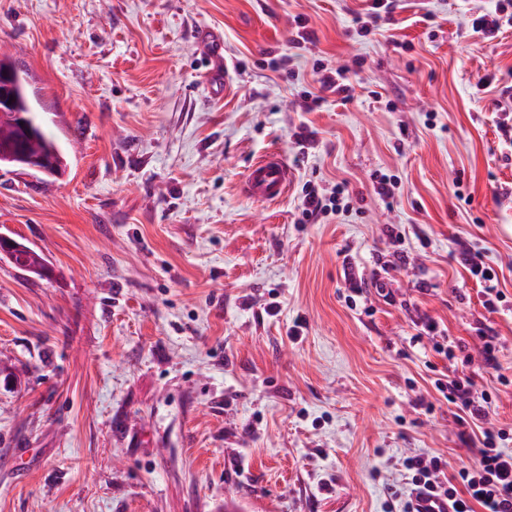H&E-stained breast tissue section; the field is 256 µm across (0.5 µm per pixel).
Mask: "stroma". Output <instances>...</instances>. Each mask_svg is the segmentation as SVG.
I'll return each instance as SVG.
<instances>
[{
  "mask_svg": "<svg viewBox=\"0 0 512 512\" xmlns=\"http://www.w3.org/2000/svg\"><path fill=\"white\" fill-rule=\"evenodd\" d=\"M489 5L396 0L362 38L371 0H0V53L67 161L58 177L0 168V235L50 270L0 254V512H400L406 458L441 457L450 475L477 455L480 426L437 397L444 374L472 377L512 429L497 108L512 26L474 31ZM204 31L229 66L220 94ZM317 62L355 67L350 103L313 82ZM275 151L287 193L250 199L249 165ZM382 173L401 180L390 205ZM339 182L349 211L299 223L304 186ZM464 248L495 267L498 312ZM397 250L405 265L383 270ZM350 273L365 279L353 303ZM424 315L470 364L411 344ZM21 248L22 246H20L14 240L4 236V249L6 251L20 249L14 250L9 256L11 263L21 270L35 273L36 270L42 266L41 256L35 250L29 247H27V249Z\"/></svg>",
  "mask_w": 512,
  "mask_h": 512,
  "instance_id": "35a3bbf8",
  "label": "stroma"
}]
</instances>
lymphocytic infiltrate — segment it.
<instances>
[{"instance_id":"lymphocytic-infiltrate-1","label":"lymphocytic infiltrate","mask_w":512,"mask_h":512,"mask_svg":"<svg viewBox=\"0 0 512 512\" xmlns=\"http://www.w3.org/2000/svg\"><path fill=\"white\" fill-rule=\"evenodd\" d=\"M344 200L345 189L340 185L328 195L307 188L300 205L302 223L317 224L329 215L340 213ZM461 260L471 276L483 285L484 308L496 311L503 294L497 287L495 268L482 254L467 250L462 251ZM435 387L470 420L482 423L478 458L474 465L450 476L445 474L441 458H408L406 467L415 491L448 502L452 512H512V453L503 450L512 439V432L490 426L491 394H474V381L468 376L440 378Z\"/></svg>"}]
</instances>
